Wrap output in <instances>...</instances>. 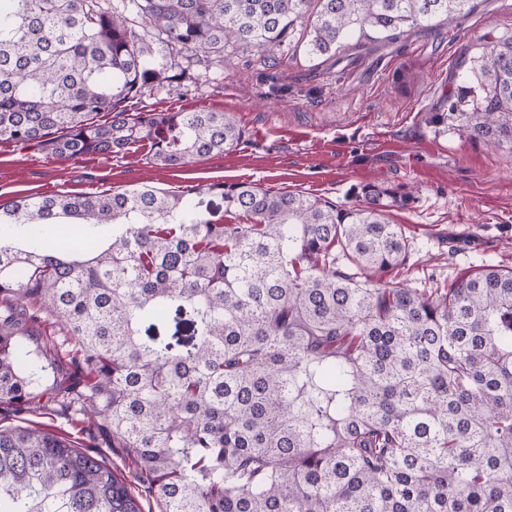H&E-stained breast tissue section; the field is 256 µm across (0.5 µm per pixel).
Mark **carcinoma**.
Segmentation results:
<instances>
[{
	"instance_id": "obj_1",
	"label": "carcinoma",
	"mask_w": 512,
	"mask_h": 512,
	"mask_svg": "<svg viewBox=\"0 0 512 512\" xmlns=\"http://www.w3.org/2000/svg\"><path fill=\"white\" fill-rule=\"evenodd\" d=\"M0 0V141L54 160L119 155L140 139L182 168L229 152L227 112H127L181 74L164 50L270 60L291 42L334 57L469 15L477 0ZM306 27L301 37L298 28ZM479 102L448 100L470 139L512 143V33L482 46ZM109 117L101 123L100 115ZM226 224L182 194L21 195L0 205V401L69 400L108 427L163 512H512V269L426 293L386 286L410 242L366 184L363 205L213 182ZM61 217L84 241L52 236ZM188 316V338L158 324ZM64 332L83 390L42 388ZM0 512H143L75 441L0 429Z\"/></svg>"
}]
</instances>
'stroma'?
Listing matches in <instances>:
<instances>
[{"label": "stroma", "mask_w": 512, "mask_h": 512, "mask_svg": "<svg viewBox=\"0 0 512 512\" xmlns=\"http://www.w3.org/2000/svg\"><path fill=\"white\" fill-rule=\"evenodd\" d=\"M476 12L398 40L388 48L340 61L313 59L288 47L282 65L257 52L225 50L202 60L180 46L167 57L181 72L177 87L146 88L128 102L132 112L210 110L231 113L244 132L235 150L190 167L155 164L142 140L125 156L94 155L60 162L34 148L0 142V204L29 194L98 193L147 184L199 194L217 181L289 190L361 205L358 190L376 184L410 194L389 218L403 225L411 267L382 281L434 288L491 262L512 268V146L468 140L455 118L436 122L462 87L476 83L461 73L460 56L477 44L512 32V0H479ZM31 350H50L49 376L67 380L73 365L56 328L30 337ZM36 412H16L0 402V428L42 427L101 454L119 477L132 473L125 449L97 427L78 432L72 410L43 398Z\"/></svg>", "instance_id": "stroma-1"}]
</instances>
